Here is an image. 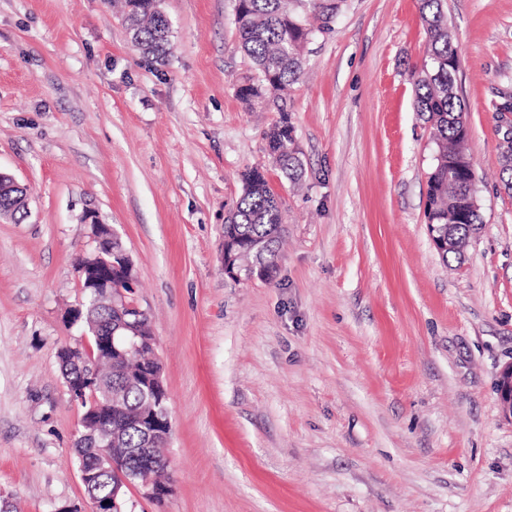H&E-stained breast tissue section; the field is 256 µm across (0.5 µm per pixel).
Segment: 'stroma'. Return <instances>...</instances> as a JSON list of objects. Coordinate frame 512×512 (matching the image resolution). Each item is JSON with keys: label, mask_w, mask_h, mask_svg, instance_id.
<instances>
[{"label": "stroma", "mask_w": 512, "mask_h": 512, "mask_svg": "<svg viewBox=\"0 0 512 512\" xmlns=\"http://www.w3.org/2000/svg\"><path fill=\"white\" fill-rule=\"evenodd\" d=\"M483 224L462 259L428 235L436 146L414 108L419 0H342L286 105L303 162L266 151L276 105L247 107L235 0H164L166 62L108 0H0V171L29 213L0 220V500L86 505L81 412L57 359L80 331L88 210L137 277L172 419L164 503L130 512H512V0H444ZM283 208L272 278L224 273L241 173ZM501 409L505 418L512 421V363L505 366L498 379Z\"/></svg>", "instance_id": "1"}]
</instances>
